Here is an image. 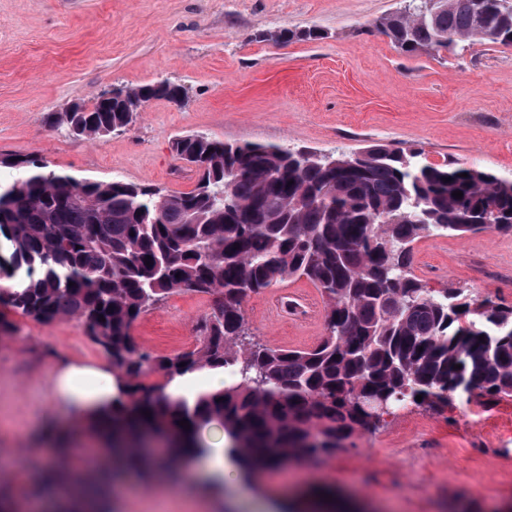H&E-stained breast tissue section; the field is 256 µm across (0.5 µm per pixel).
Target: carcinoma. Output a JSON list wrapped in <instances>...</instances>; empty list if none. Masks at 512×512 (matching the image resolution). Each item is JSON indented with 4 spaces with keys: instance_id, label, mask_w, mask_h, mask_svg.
I'll list each match as a JSON object with an SVG mask.
<instances>
[{
    "instance_id": "1",
    "label": "carcinoma",
    "mask_w": 512,
    "mask_h": 512,
    "mask_svg": "<svg viewBox=\"0 0 512 512\" xmlns=\"http://www.w3.org/2000/svg\"><path fill=\"white\" fill-rule=\"evenodd\" d=\"M410 8L371 22L402 54L474 42L512 47V0H411ZM322 37L309 27L271 39ZM185 97L165 79L73 104L50 122L79 138L101 137L127 127L152 100L181 105ZM171 149L201 171L189 192L79 180L33 158L0 159L18 171L0 183V275L24 280L19 290L0 291V337L17 334V316L82 325L128 382V404L103 422L112 447L128 443L121 471L150 476L160 465L184 477L181 460L199 453L195 432L214 421L248 479L292 460L330 458L399 406L444 410L462 394L512 397V306L477 302L462 288H428L412 272L413 243L425 235L512 233V178L431 164L386 144L319 155L189 135ZM297 275L326 300L320 343L281 349L248 340L245 297ZM175 291L220 298L198 321L193 350L156 355L130 330ZM202 368L231 369L239 382L192 404L143 382L153 371L172 378ZM85 469L97 471L99 486L117 475L100 448ZM52 488L62 493L55 512H106L102 501L78 508L73 496L85 489L54 464L40 468L25 497ZM20 509L0 483V512Z\"/></svg>"
}]
</instances>
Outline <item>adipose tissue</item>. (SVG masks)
Returning a JSON list of instances; mask_svg holds the SVG:
<instances>
[{"label": "adipose tissue", "instance_id": "ef3b65f1", "mask_svg": "<svg viewBox=\"0 0 512 512\" xmlns=\"http://www.w3.org/2000/svg\"><path fill=\"white\" fill-rule=\"evenodd\" d=\"M224 387L220 370H201L171 379L166 393L193 400L199 393L215 392ZM127 396L125 386L110 363L81 365L69 359H57L50 375L48 405L63 407L69 415V432L80 433L89 421L120 409ZM206 453L199 466L207 478L208 491L220 490L225 480L237 478L236 469L224 458L226 439L218 425H210L197 438Z\"/></svg>", "mask_w": 512, "mask_h": 512}]
</instances>
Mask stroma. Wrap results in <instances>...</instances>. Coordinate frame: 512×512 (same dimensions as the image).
Here are the masks:
<instances>
[{
	"mask_svg": "<svg viewBox=\"0 0 512 512\" xmlns=\"http://www.w3.org/2000/svg\"><path fill=\"white\" fill-rule=\"evenodd\" d=\"M402 0H0V158L31 157L48 169L108 182L119 178L168 193L192 190L197 170L171 150L205 134L228 143L285 144L329 153L389 144L426 161L455 160L512 177V47L473 44L406 56L369 28ZM320 29L318 41L279 45L284 28ZM170 79L183 105L149 102L125 130L94 140L47 117L91 104L115 86ZM414 274L432 288L512 305V234L430 235L413 249ZM282 288L308 297L311 321L273 317L267 292L246 297L254 341L305 349L325 333V303L308 278ZM214 296L177 292L142 315L131 334L173 355L196 345V324ZM0 340V482L29 484L27 457L50 454L39 438L48 375L58 357L92 364L102 352L77 321L19 319ZM284 512L296 492L342 490L345 507L369 512H492L512 504V399L458 398L452 409L394 411L361 430L335 457L298 460L258 473ZM192 479L166 492L128 479L109 512H218Z\"/></svg>",
	"mask_w": 512,
	"mask_h": 512,
	"instance_id": "stroma-1",
	"label": "stroma"
}]
</instances>
